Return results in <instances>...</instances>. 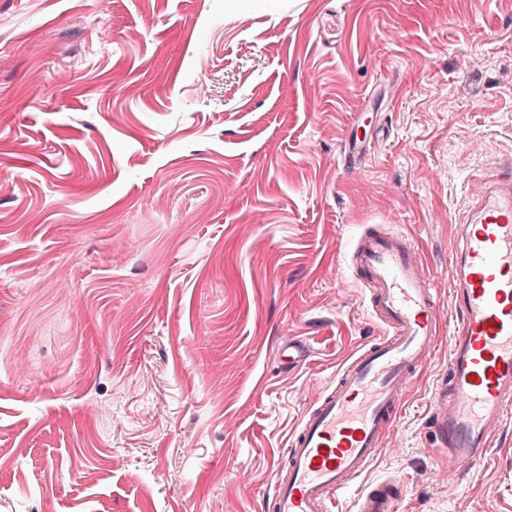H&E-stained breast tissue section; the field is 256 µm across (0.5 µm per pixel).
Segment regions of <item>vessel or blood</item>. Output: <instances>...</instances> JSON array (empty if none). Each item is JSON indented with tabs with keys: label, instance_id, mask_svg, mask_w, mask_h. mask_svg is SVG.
Segmentation results:
<instances>
[{
	"label": "vessel or blood",
	"instance_id": "obj_1",
	"mask_svg": "<svg viewBox=\"0 0 512 512\" xmlns=\"http://www.w3.org/2000/svg\"><path fill=\"white\" fill-rule=\"evenodd\" d=\"M451 298L457 323L436 430L458 478L487 457L512 417V166L490 175L458 230ZM351 265L379 327L304 411L275 465L268 512H333L369 470L405 391L435 350L438 293L418 247L398 232H363ZM403 484L382 478L355 512H398Z\"/></svg>",
	"mask_w": 512,
	"mask_h": 512
}]
</instances>
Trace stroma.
Listing matches in <instances>:
<instances>
[{"mask_svg": "<svg viewBox=\"0 0 512 512\" xmlns=\"http://www.w3.org/2000/svg\"><path fill=\"white\" fill-rule=\"evenodd\" d=\"M507 163L512 0H0V512H264L378 331L349 264L377 225L418 244L440 342L368 477L512 512V419L463 481L432 424L454 235Z\"/></svg>", "mask_w": 512, "mask_h": 512, "instance_id": "35a3bbf8", "label": "stroma"}]
</instances>
